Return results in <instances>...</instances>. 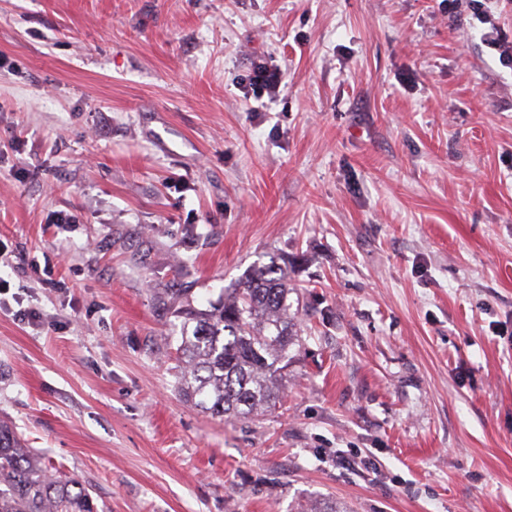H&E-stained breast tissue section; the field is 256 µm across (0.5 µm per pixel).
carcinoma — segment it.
<instances>
[{"mask_svg": "<svg viewBox=\"0 0 512 512\" xmlns=\"http://www.w3.org/2000/svg\"><path fill=\"white\" fill-rule=\"evenodd\" d=\"M294 291L279 258L249 269L205 312L178 309L177 388L184 399L220 417L249 418L275 405L279 364L288 360ZM0 512H98L78 479L49 471L16 426L0 417Z\"/></svg>", "mask_w": 512, "mask_h": 512, "instance_id": "cac0c4a2", "label": "carcinoma"}]
</instances>
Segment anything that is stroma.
Here are the masks:
<instances>
[{"label": "stroma", "mask_w": 512, "mask_h": 512, "mask_svg": "<svg viewBox=\"0 0 512 512\" xmlns=\"http://www.w3.org/2000/svg\"><path fill=\"white\" fill-rule=\"evenodd\" d=\"M493 26L512 0H0V417L103 512H512ZM271 253L283 403L202 413L174 311ZM248 87L255 98H262L266 94L269 99H274L285 87V71L267 62H254L248 76Z\"/></svg>", "instance_id": "stroma-1"}]
</instances>
